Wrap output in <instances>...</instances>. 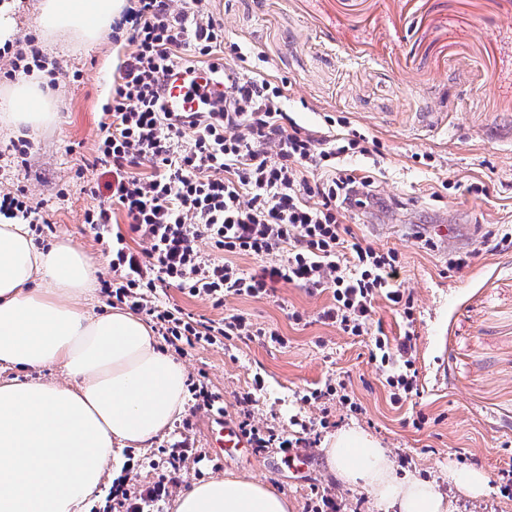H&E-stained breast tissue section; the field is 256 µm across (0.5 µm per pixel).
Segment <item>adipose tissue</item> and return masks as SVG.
Here are the masks:
<instances>
[{
    "label": "adipose tissue",
    "instance_id": "adipose-tissue-1",
    "mask_svg": "<svg viewBox=\"0 0 512 512\" xmlns=\"http://www.w3.org/2000/svg\"><path fill=\"white\" fill-rule=\"evenodd\" d=\"M123 0H41L45 39L81 45L108 33ZM40 71L0 86V129L50 125ZM100 268L62 240L38 247L24 224H0V371L60 368L65 382L0 378V512H83L112 454L169 429L184 409L185 366L127 309L88 311ZM329 471L368 486L385 512H456L435 484L399 475L372 434L340 429L323 446ZM173 512H290L268 484L212 478L179 491Z\"/></svg>",
    "mask_w": 512,
    "mask_h": 512
}]
</instances>
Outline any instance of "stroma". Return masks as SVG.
<instances>
[{
  "label": "stroma",
  "instance_id": "1",
  "mask_svg": "<svg viewBox=\"0 0 512 512\" xmlns=\"http://www.w3.org/2000/svg\"><path fill=\"white\" fill-rule=\"evenodd\" d=\"M224 26L225 43L247 50L245 69L287 84L288 115L302 128L325 131V116L345 117L379 144L380 161L355 156L349 168L373 171L389 206L353 213L347 225L373 246L397 250V279L414 302V322L377 300L372 329L389 337L415 330L419 393L394 406L384 373L370 354L371 337L348 336L320 322L332 300L286 283L264 298L238 296L216 307L175 287L154 295L195 318L239 314L275 328L285 346L255 339L175 352L190 377H204L224 399V416L238 422V398L253 393L256 424L294 437L300 420L316 422L313 447L301 473L289 472L287 453L228 448L221 462L190 457L182 485L224 475L263 481L284 494L292 512H307L313 491L342 512H384L369 489L341 483L329 472L320 444L343 427L376 436L401 468L454 494L449 472L470 467L488 477L475 498L457 495L458 512H512V495L499 474L512 460V254L482 243L492 227L512 226V0H208ZM17 45L35 38L58 70L56 120L30 133L32 148L18 162L0 131V190H25L41 206L48 243L69 239L112 277L109 247L84 222L94 204L89 187H103L102 170L86 167L99 123L112 103V84L133 48L105 37L90 46L41 39L38 0H18L12 15ZM460 224L469 238V264L448 266L444 234ZM303 315L294 323L291 312ZM264 386L254 390V377ZM343 381L361 403L350 412L338 402L306 403L303 391ZM426 417L423 428L413 415ZM202 410H184L164 433L139 448L120 449L110 477L126 476L140 494L162 479L159 464L171 444H205ZM328 427H319L321 418Z\"/></svg>",
  "mask_w": 512,
  "mask_h": 512
}]
</instances>
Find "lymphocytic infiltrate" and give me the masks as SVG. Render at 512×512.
I'll list each match as a JSON object with an SVG mask.
<instances>
[{"mask_svg":"<svg viewBox=\"0 0 512 512\" xmlns=\"http://www.w3.org/2000/svg\"><path fill=\"white\" fill-rule=\"evenodd\" d=\"M170 3L131 0L112 25L135 50L113 83L112 107L88 162L110 174L108 195L84 214L95 237L111 243L109 305L148 316L178 351L201 341L264 337L279 344L283 338L237 314L207 321L175 306L149 305L159 287L173 286L216 306L232 296L264 297L282 282L327 290L332 301L320 319L349 336L369 334L380 297L412 318L413 301L394 280L398 253L363 242L346 224L354 210L378 204L374 176L343 165L348 155L371 154L368 136L300 128L283 108L285 86L225 66V52L238 56L242 48L225 45L224 27L203 0H182L176 9ZM202 68L223 74V92L197 83ZM174 70L185 74L198 110L167 109L164 81ZM119 214L130 232L149 240L146 256L115 231ZM201 239L219 258L203 256ZM272 254L280 262L253 273L233 262L237 255ZM413 352L412 332L373 337L371 357L386 368L397 406L418 390ZM252 403L250 395L240 398L238 428L256 451L291 447L276 429L254 425Z\"/></svg>","mask_w":512,"mask_h":512,"instance_id":"lymphocytic-infiltrate-1","label":"lymphocytic infiltrate"}]
</instances>
